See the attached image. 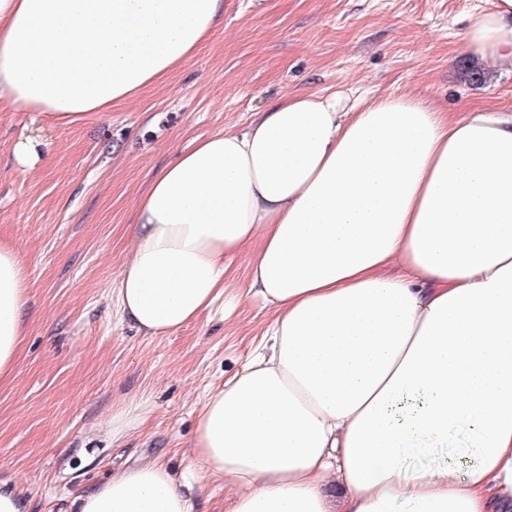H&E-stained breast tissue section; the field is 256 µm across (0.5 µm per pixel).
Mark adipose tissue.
<instances>
[{
	"instance_id": "ef3b65f1",
	"label": "adipose tissue",
	"mask_w": 512,
	"mask_h": 512,
	"mask_svg": "<svg viewBox=\"0 0 512 512\" xmlns=\"http://www.w3.org/2000/svg\"><path fill=\"white\" fill-rule=\"evenodd\" d=\"M223 17L224 0H0V103L82 122L163 82ZM465 42L512 67V0L472 13ZM131 241L117 299L149 336L237 300L229 263L250 255L246 294L271 318L194 433L231 512H512V114L284 97L160 169ZM25 281L0 242V379L26 333ZM455 426L461 465L436 454ZM411 452L432 460L405 465ZM75 505L193 510L157 460Z\"/></svg>"
}]
</instances>
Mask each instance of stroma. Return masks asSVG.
I'll return each instance as SVG.
<instances>
[{
  "label": "stroma",
  "mask_w": 512,
  "mask_h": 512,
  "mask_svg": "<svg viewBox=\"0 0 512 512\" xmlns=\"http://www.w3.org/2000/svg\"><path fill=\"white\" fill-rule=\"evenodd\" d=\"M495 0H224V23L162 83L73 126L42 122L44 156L22 172L14 142L31 113L0 108V239L27 265L28 325L0 380V478L27 512L159 459L190 479L199 512H225L223 480L192 447L207 394L255 353L269 312L214 306L168 336L116 315L128 226L154 172L194 139L236 130L280 98L325 89L409 93L455 120L512 113V71L470 56L468 16ZM135 400L146 416L122 446L105 426Z\"/></svg>",
  "instance_id": "1"
}]
</instances>
